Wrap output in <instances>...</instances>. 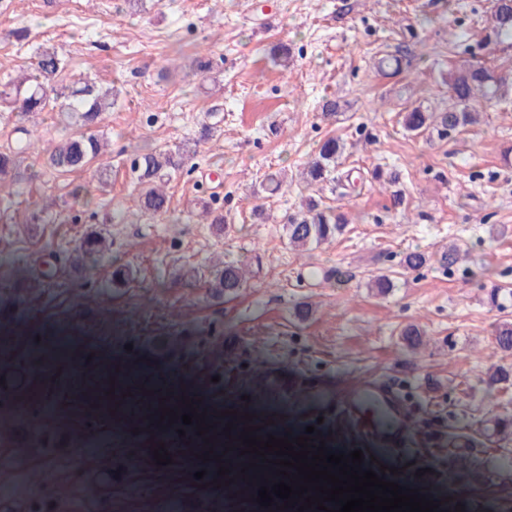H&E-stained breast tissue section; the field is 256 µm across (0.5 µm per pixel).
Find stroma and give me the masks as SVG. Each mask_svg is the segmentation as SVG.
<instances>
[{
  "label": "stroma",
  "mask_w": 512,
  "mask_h": 512,
  "mask_svg": "<svg viewBox=\"0 0 512 512\" xmlns=\"http://www.w3.org/2000/svg\"><path fill=\"white\" fill-rule=\"evenodd\" d=\"M493 0H0V82L34 67L55 47L69 83L89 76L115 92L93 132L105 146L84 170L59 173L46 160L78 135L57 109L19 122L0 102V152L25 150L0 181V394L37 385L61 393V414L90 438L111 430L128 447L134 434H162L157 403L178 412L190 448L256 425L259 437L304 435L328 452L362 450V470L418 490L449 512L465 498L471 512H512V376L490 383L512 352L494 339L512 322V41L482 44ZM25 30L19 40L15 31ZM289 49L287 66L268 54ZM208 55L207 75L189 57ZM401 60L390 75L378 58ZM483 63L499 78L494 106L479 124L450 135L404 130L405 112H442L448 71ZM333 99L335 121L321 108ZM221 134L201 140L209 113ZM345 145L332 181L307 186L300 172L327 138ZM186 149L190 166L169 182L170 212L137 207L135 161L148 152ZM396 172L392 185L374 168ZM286 185L264 189L267 174ZM310 196L349 219L344 235L304 250L289 248L284 218ZM223 211L216 234L199 216L201 200ZM96 233L102 253L82 269L75 255ZM462 262L440 264L448 247ZM430 257L403 273L404 253ZM247 265L236 296L215 298L211 279L225 263ZM326 278H310L314 268ZM131 268L117 284L112 274ZM389 275L384 296L372 280ZM499 287L500 308L487 294ZM308 309L299 319V309ZM416 325L421 343L402 335ZM69 356L56 359L62 337ZM121 383L129 413L111 428L92 393ZM205 411L210 430L184 425L185 399ZM37 446L34 469L69 497L102 469L85 457L57 467L67 450L53 422L28 413ZM144 460L129 461L128 499L160 508L172 492L209 512L217 492L243 512H270L256 498L277 466L256 454L233 455L234 477L215 484L185 470L143 483Z\"/></svg>",
  "instance_id": "stroma-1"
}]
</instances>
